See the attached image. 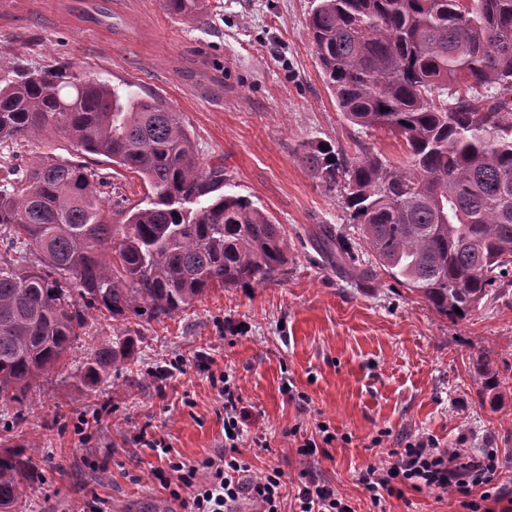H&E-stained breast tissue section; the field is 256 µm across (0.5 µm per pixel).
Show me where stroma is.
Returning <instances> with one entry per match:
<instances>
[{
	"label": "stroma",
	"instance_id": "obj_1",
	"mask_svg": "<svg viewBox=\"0 0 512 512\" xmlns=\"http://www.w3.org/2000/svg\"><path fill=\"white\" fill-rule=\"evenodd\" d=\"M313 0H207L198 22L162 0H0V61H72L112 85L162 97L178 112L200 157L223 161L225 192L248 197L281 224L282 271L254 288H213L172 317L112 325L88 317L72 355L137 337L133 362L109 369L95 391L74 368L33 384L0 446L37 443L43 476L28 512H79L99 495L107 512H181L153 475L159 464L140 434L172 455L212 456L224 442V410L210 377L227 372L248 417L241 451L251 476L278 467L282 512L311 478L331 483L354 512H371L358 481L407 439L497 453V480L512 488V287L495 288L465 318L439 313L386 274L363 282L336 272L315 248L329 224L371 256L343 204L341 184L316 179L304 153L321 143L348 157L396 162L401 140L363 132L340 112L305 27ZM215 363L204 367L199 353ZM500 385L489 391L488 377ZM304 394L306 407L294 396ZM329 423L326 452L301 456L299 438ZM381 445H374L375 436ZM448 491L405 488L384 512H458Z\"/></svg>",
	"mask_w": 512,
	"mask_h": 512
}]
</instances>
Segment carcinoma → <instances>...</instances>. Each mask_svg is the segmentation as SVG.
Here are the masks:
<instances>
[{
	"mask_svg": "<svg viewBox=\"0 0 512 512\" xmlns=\"http://www.w3.org/2000/svg\"><path fill=\"white\" fill-rule=\"evenodd\" d=\"M315 2L307 29L339 109L364 131L401 137L407 158L309 151L315 178L343 181L375 266L361 267L327 225L321 253L368 280L381 270L464 318L512 274V0H473L468 12L460 0ZM163 6L205 17L204 0ZM10 73L0 78V404L23 402L31 383L69 363L94 310L159 321L212 287L252 288L288 263L282 226L224 193V160L203 162L165 101L73 62L17 60ZM51 131L74 154L137 175L146 205L109 196L112 183L79 162L16 163L18 146ZM136 350V337L114 336L87 352L77 377L93 390ZM37 452L0 450V512H23Z\"/></svg>",
	"mask_w": 512,
	"mask_h": 512,
	"instance_id": "1",
	"label": "carcinoma"
}]
</instances>
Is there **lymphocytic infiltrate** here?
<instances>
[{"label":"lymphocytic infiltrate","instance_id":"lymphocytic-infiltrate-1","mask_svg":"<svg viewBox=\"0 0 512 512\" xmlns=\"http://www.w3.org/2000/svg\"><path fill=\"white\" fill-rule=\"evenodd\" d=\"M218 394L224 400V446L212 457L197 462L167 460L155 467L162 488L179 501L183 512H239L249 502L254 512H281L282 472L273 468L262 476L248 477L242 457L241 423L246 411L229 385L228 374H220ZM498 457L493 453L475 455L463 448L438 447L428 437H417L394 451L385 465H367L359 481L368 490L372 506L385 497L402 495L404 487L421 490L436 487L452 490L464 512H494V505L507 499L495 475ZM296 512H351L343 495L329 483L315 479L305 482L296 495Z\"/></svg>","mask_w":512,"mask_h":512}]
</instances>
